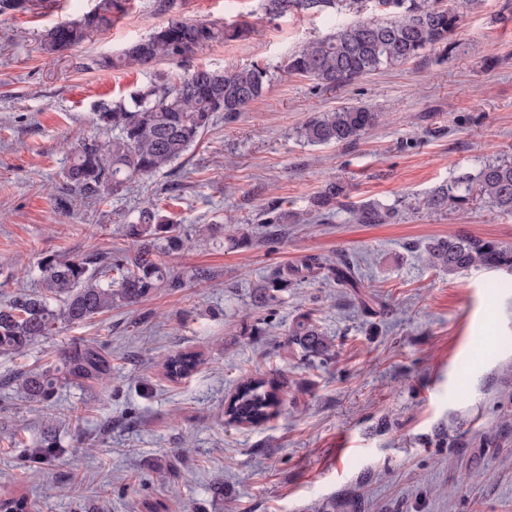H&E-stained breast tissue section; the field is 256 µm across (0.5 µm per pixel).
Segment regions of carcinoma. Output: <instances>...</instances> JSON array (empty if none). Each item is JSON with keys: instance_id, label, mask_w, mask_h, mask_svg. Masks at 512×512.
Returning <instances> with one entry per match:
<instances>
[{"instance_id": "1", "label": "carcinoma", "mask_w": 512, "mask_h": 512, "mask_svg": "<svg viewBox=\"0 0 512 512\" xmlns=\"http://www.w3.org/2000/svg\"><path fill=\"white\" fill-rule=\"evenodd\" d=\"M367 0H262L269 18L298 11L333 9L359 15ZM382 18L357 20L308 42L288 57L283 69L334 88L382 67L421 57L430 49L448 51V40L460 23L459 13L444 0H375ZM117 0H103L98 8L80 19L57 24L46 31L41 49L60 54L83 43L90 34L106 31L112 24ZM250 28L240 24L222 27L202 21L170 16L149 37L130 44L119 62L131 66L160 58L187 59L214 44L242 39ZM271 80L269 67L254 63L223 70L196 69L169 83L156 81L131 91L128 98L100 104L96 124L111 137L82 138L74 148L71 165L64 174L67 189L86 199L101 200L142 177L182 159L211 125L218 112L234 122L262 97ZM379 120V113L364 106H345L317 112L301 128L312 145L350 144ZM478 195L503 214H512V162L485 164L476 179L463 176L437 187L424 201L429 209L452 202L464 204ZM346 196L344 184L327 181L314 198L313 206L323 214L336 208ZM393 209L366 204L354 210L360 224H379ZM299 215L282 207L263 212L262 223L286 224ZM128 246L115 255L87 254L70 260L45 257L39 265L45 291L21 292L0 305V353L19 354L49 336L59 321L86 322L115 306H130L159 288H180L182 281L171 275L161 257L182 251L187 242L184 229L173 224L154 206H146L125 225ZM427 262L434 269L453 274L472 266L512 270V249L498 242L450 233L427 247ZM336 281L338 288L357 290L351 267L344 262L323 266L316 257L305 258L292 269L299 279L316 277ZM289 340L304 352L330 356L333 345L309 316L288 329ZM203 364L198 354L180 352L166 359L163 369L172 379H182ZM112 380V364L105 349L97 344L73 343L58 361L39 371L28 372L19 384L34 403L49 401L61 384ZM281 403L280 387L273 381L247 377L224 407L226 424L251 427L270 420Z\"/></svg>"}]
</instances>
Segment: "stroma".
Here are the masks:
<instances>
[{
	"label": "stroma",
	"mask_w": 512,
	"mask_h": 512,
	"mask_svg": "<svg viewBox=\"0 0 512 512\" xmlns=\"http://www.w3.org/2000/svg\"><path fill=\"white\" fill-rule=\"evenodd\" d=\"M122 0L112 25L63 55L41 36L99 0H26L0 12V304L42 289L38 264L109 253L124 227L155 204L189 231L166 263L183 287L79 325L58 323L26 352L0 355V498L34 512H512V271L429 268L424 249L451 233L512 248V216L484 200L429 210L418 199L485 163L512 161V10L508 0L458 5L448 53L428 50L326 90L288 74V57L352 22L328 11L267 18L259 0ZM252 27L180 61L104 67L170 14ZM269 64L271 82L233 123L216 117L182 159L103 201L67 193L75 141L99 136L98 104L157 76ZM366 106L380 122L358 141L312 145L313 113ZM347 196L326 219L311 199L329 179ZM278 203L299 224H263ZM397 205L383 224L352 206ZM207 226L206 235L198 227ZM251 230L230 246L232 229ZM351 261L381 305L364 313L348 289L291 283L258 296L275 272L305 257ZM206 271L197 279V271ZM313 313L335 343L331 361L289 345L288 328ZM94 340L112 356V385H63L46 404L16 384ZM195 351L204 363L169 380L161 363ZM246 376L280 384L277 414L256 427L224 422ZM57 455L41 462L46 418ZM469 472L468 482L457 479Z\"/></svg>",
	"instance_id": "1"
}]
</instances>
